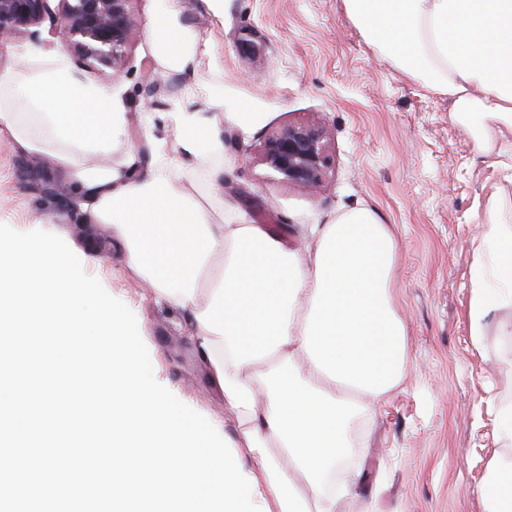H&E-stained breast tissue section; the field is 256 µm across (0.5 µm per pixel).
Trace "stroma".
<instances>
[{
    "label": "stroma",
    "instance_id": "obj_1",
    "mask_svg": "<svg viewBox=\"0 0 512 512\" xmlns=\"http://www.w3.org/2000/svg\"><path fill=\"white\" fill-rule=\"evenodd\" d=\"M157 0H130L141 24L128 53L109 65L64 46L60 0L51 14L10 37L17 53L62 50L84 81L111 87L124 124L110 151L113 170L163 172L228 224H262L294 240L302 228L372 209L397 235L391 290L407 329L402 386L382 410L356 423L348 466L364 479L340 512H484L478 494L491 459L512 463L497 410L512 404V306L491 313L481 340L470 331V286L481 224L499 195L512 197V141L479 151L450 117L448 98L425 93L381 60L348 19L341 0H180L182 23L199 37L195 71L162 70L148 35ZM242 112L225 121L224 148L179 158L174 119L210 116L215 102ZM322 129L330 166L317 195L269 180L266 139L299 124ZM23 152L0 143V223L44 231L86 257L83 215H63L32 187ZM99 265L106 291L134 313L156 380L202 414L227 443L224 398L190 336L186 311L146 291L123 245L109 239Z\"/></svg>",
    "mask_w": 512,
    "mask_h": 512
}]
</instances>
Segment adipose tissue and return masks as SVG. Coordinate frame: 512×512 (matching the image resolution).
<instances>
[{"mask_svg": "<svg viewBox=\"0 0 512 512\" xmlns=\"http://www.w3.org/2000/svg\"><path fill=\"white\" fill-rule=\"evenodd\" d=\"M376 54L429 93L491 152L512 138V0H342ZM163 67L196 60L179 0H161L148 27ZM0 75V133L26 151L47 144L68 168L76 202L122 240L154 293L185 309L196 345L239 432V459L271 512H338L360 479L344 460L358 417L384 405L405 369L406 328L390 296L394 230L370 210L309 228L294 246L262 224H224L167 179L142 182L90 157L121 120L108 88L86 85L62 52L17 55ZM223 113L183 117L181 149L219 151ZM482 238L494 248L471 280L470 329L512 305V225L490 211ZM485 512H512V465L491 461L478 488Z\"/></svg>", "mask_w": 512, "mask_h": 512, "instance_id": "1", "label": "adipose tissue"}]
</instances>
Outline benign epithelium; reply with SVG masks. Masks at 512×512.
Instances as JSON below:
<instances>
[{"mask_svg":"<svg viewBox=\"0 0 512 512\" xmlns=\"http://www.w3.org/2000/svg\"><path fill=\"white\" fill-rule=\"evenodd\" d=\"M67 26L63 42L104 64L121 58L137 19L129 0H62ZM49 14V0H0V38ZM262 160L279 183L316 189L323 180L329 157L323 133L309 125L288 126L270 136ZM34 188L52 195L60 209L73 212L76 203L68 190L43 172L31 173Z\"/></svg>","mask_w":512,"mask_h":512,"instance_id":"7a95c632","label":"benign epithelium"}]
</instances>
